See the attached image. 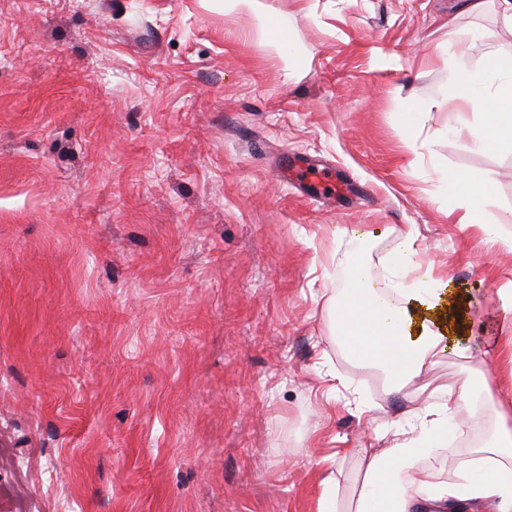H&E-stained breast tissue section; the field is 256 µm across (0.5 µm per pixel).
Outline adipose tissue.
Instances as JSON below:
<instances>
[{
  "label": "adipose tissue",
  "mask_w": 512,
  "mask_h": 512,
  "mask_svg": "<svg viewBox=\"0 0 512 512\" xmlns=\"http://www.w3.org/2000/svg\"><path fill=\"white\" fill-rule=\"evenodd\" d=\"M449 111L478 108L472 144L512 150V52L485 53L481 63L458 65L446 93ZM448 201L459 210V224L479 225L485 240L501 238L505 220L481 221L488 200L485 185L459 173L446 182ZM348 289L328 304L334 332L350 358L380 370L393 391L432 368L469 336L467 299L449 281L423 265L414 230L401 236L387 260L383 280H375L362 255L371 234L347 233ZM491 404L497 421L493 438L473 448L472 458L458 462L453 481L442 480V467L430 464L449 437L466 438L459 418L462 404L474 397ZM359 512H456L461 506H489L512 512V391L494 393L486 365L466 368L455 388L432 391L427 402L406 413L399 439L383 451H365Z\"/></svg>",
  "instance_id": "obj_1"
}]
</instances>
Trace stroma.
Here are the masks:
<instances>
[{
	"mask_svg": "<svg viewBox=\"0 0 512 512\" xmlns=\"http://www.w3.org/2000/svg\"><path fill=\"white\" fill-rule=\"evenodd\" d=\"M284 65L227 0H0V512H357L404 396L326 309L345 227L372 276L407 227L497 336L512 242L456 223L440 175L512 210V151L452 136L453 32L512 48L498 0H261ZM424 116L409 131L402 115ZM323 164L327 190L290 165ZM228 2L233 8L250 12L256 16L259 26L270 35L271 42L278 48L286 69L297 61L298 55L293 44L282 34L283 31L277 27L273 18L262 10L258 0H229Z\"/></svg>",
	"mask_w": 512,
	"mask_h": 512,
	"instance_id": "obj_1",
	"label": "stroma"
}]
</instances>
